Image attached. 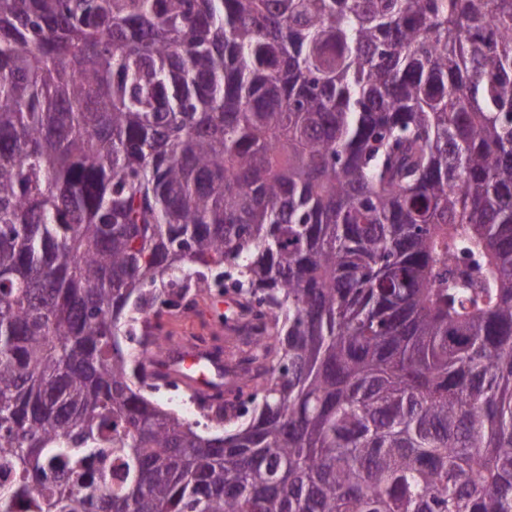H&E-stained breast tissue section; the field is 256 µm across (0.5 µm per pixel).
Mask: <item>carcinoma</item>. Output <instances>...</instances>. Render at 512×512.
I'll list each match as a JSON object with an SVG mask.
<instances>
[{
  "label": "carcinoma",
  "instance_id": "1",
  "mask_svg": "<svg viewBox=\"0 0 512 512\" xmlns=\"http://www.w3.org/2000/svg\"><path fill=\"white\" fill-rule=\"evenodd\" d=\"M230 267L255 407L117 330ZM512 512V0H0V512Z\"/></svg>",
  "mask_w": 512,
  "mask_h": 512
}]
</instances>
